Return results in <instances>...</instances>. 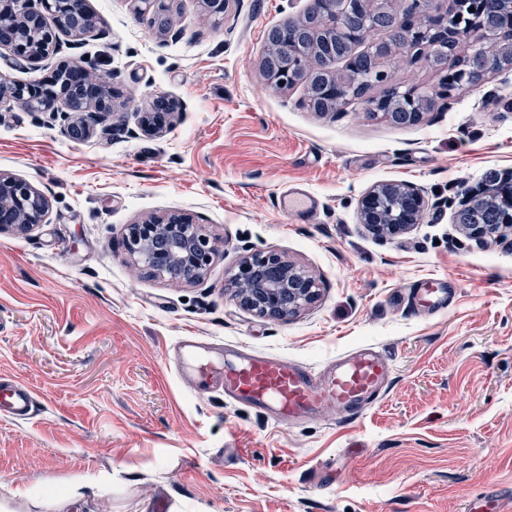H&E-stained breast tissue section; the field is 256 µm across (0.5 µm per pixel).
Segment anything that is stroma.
<instances>
[{"instance_id": "35a3bbf8", "label": "stroma", "mask_w": 512, "mask_h": 512, "mask_svg": "<svg viewBox=\"0 0 512 512\" xmlns=\"http://www.w3.org/2000/svg\"><path fill=\"white\" fill-rule=\"evenodd\" d=\"M98 25L32 65L0 47V77L30 83L89 63L118 88L112 131L84 141L18 104L0 106V171L50 201L42 224L0 230V378L26 384L25 419L0 415V497L37 512L47 488L86 512H512V231L469 238L454 216L471 186L512 170V70L440 95L442 76L398 49L402 85L432 92L398 126L359 105L319 114L296 85L269 90L266 33L311 0H232L225 17L175 0L170 32L135 0H87ZM180 103L160 135L141 129L153 98ZM404 181L428 208L379 239L358 221L372 185ZM298 188L315 222L282 211ZM194 215L216 246L187 286L143 274L128 224ZM276 252L311 273L317 300L285 320L239 304L248 255ZM451 280L445 312L419 316L410 288ZM321 367L371 347L387 354L385 396L349 422L294 426L197 395L167 352L184 337Z\"/></svg>"}]
</instances>
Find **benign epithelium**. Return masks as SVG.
Returning a JSON list of instances; mask_svg holds the SVG:
<instances>
[{
  "label": "benign epithelium",
  "instance_id": "1",
  "mask_svg": "<svg viewBox=\"0 0 512 512\" xmlns=\"http://www.w3.org/2000/svg\"><path fill=\"white\" fill-rule=\"evenodd\" d=\"M441 0H418L422 9L403 17L391 12V0H312L309 12L315 15L312 26L295 36L298 54L317 52L322 67L315 77H305L306 104L317 113H329L345 86L336 80V63L346 66L362 82L374 78L349 47L363 42L371 31L382 37L368 47L371 63L380 66L395 47L409 50L411 58L424 59L442 74L445 91L470 89L487 81L485 55L495 49L501 69L512 70V39L504 41L499 22L486 17L475 24L454 25V12L443 11ZM9 0L0 8V46L30 63H38L60 51L63 38L75 46L96 30L95 18L85 0H25L16 8ZM54 14L56 28L42 27L44 13ZM470 38L468 62L454 65L450 56L457 54L461 40ZM288 59L274 52L266 54L261 69L266 84L278 88ZM89 67L62 63L55 73L31 84L0 79V102L19 101L31 112L47 113L61 119L62 131L71 138H83L96 126L114 115L112 83L86 86L81 76ZM380 95L364 96L361 103L372 115L381 114L392 123L414 124L422 120L427 93L417 87H403L389 78L379 82ZM178 111V104L158 96L152 111L145 113L143 129L152 134L167 130ZM487 200L499 201L502 226L512 227V173L505 172L465 195L460 202L458 223L474 237L484 240L494 235L487 224H471L463 217ZM427 208L423 191L405 182H381L370 187L359 203V222L373 234L386 237L402 232L422 221ZM49 209L47 197L27 180L0 172V229L11 228L24 233L41 223ZM127 248L130 256L148 275H164L179 268L185 271L186 284L204 279L214 246L194 219L183 213L144 220L128 225ZM235 297L246 309L261 317L286 319L317 296L316 281L304 270L269 252L244 259L232 280Z\"/></svg>",
  "mask_w": 512,
  "mask_h": 512
}]
</instances>
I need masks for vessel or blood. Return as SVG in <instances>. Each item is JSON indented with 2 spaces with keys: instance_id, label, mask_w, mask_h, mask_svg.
<instances>
[{
  "instance_id": "vessel-or-blood-1",
  "label": "vessel or blood",
  "mask_w": 512,
  "mask_h": 512,
  "mask_svg": "<svg viewBox=\"0 0 512 512\" xmlns=\"http://www.w3.org/2000/svg\"><path fill=\"white\" fill-rule=\"evenodd\" d=\"M279 207L289 213L317 211L315 197L307 193L283 195ZM408 302L421 315L444 309L441 279L419 281L411 288ZM178 350L194 390L222 387L228 397L279 424H298L328 409L345 419L356 417L383 395L392 375L390 358L371 348L341 356L319 369L257 351L232 350L218 358L206 342L195 338L184 339ZM35 403L29 387L0 382L1 415L28 417Z\"/></svg>"
}]
</instances>
